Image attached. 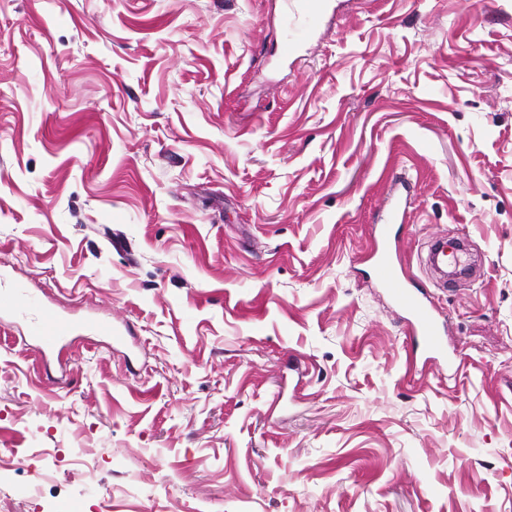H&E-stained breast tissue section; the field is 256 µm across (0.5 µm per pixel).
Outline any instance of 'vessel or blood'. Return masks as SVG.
Returning <instances> with one entry per match:
<instances>
[{
    "label": "vessel or blood",
    "instance_id": "b4317fda",
    "mask_svg": "<svg viewBox=\"0 0 512 512\" xmlns=\"http://www.w3.org/2000/svg\"><path fill=\"white\" fill-rule=\"evenodd\" d=\"M410 188V181L396 183L392 194L383 200L386 216L374 226L373 272L394 305L406 314L414 353L425 361L450 367L454 358L448 351L445 326L432 302L413 288L398 255L395 227L405 221ZM72 328L70 321L48 311L34 313L32 317L31 334L36 338L39 350L46 355L53 353L67 339Z\"/></svg>",
    "mask_w": 512,
    "mask_h": 512
}]
</instances>
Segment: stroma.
Listing matches in <instances>:
<instances>
[{
	"label": "stroma",
	"instance_id": "obj_1",
	"mask_svg": "<svg viewBox=\"0 0 512 512\" xmlns=\"http://www.w3.org/2000/svg\"><path fill=\"white\" fill-rule=\"evenodd\" d=\"M329 3L0 0V282L132 329L0 311V512H512V0ZM400 172L454 376L372 275ZM31 323V335L44 355L53 353L70 336L73 328L70 321L46 310L33 313Z\"/></svg>",
	"mask_w": 512,
	"mask_h": 512
}]
</instances>
